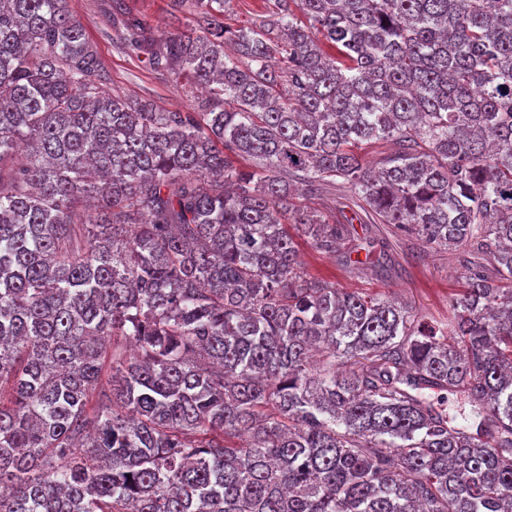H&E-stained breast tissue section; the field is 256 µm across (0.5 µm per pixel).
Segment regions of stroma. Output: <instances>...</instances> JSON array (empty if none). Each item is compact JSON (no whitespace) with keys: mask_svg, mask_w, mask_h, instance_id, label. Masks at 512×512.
<instances>
[{"mask_svg":"<svg viewBox=\"0 0 512 512\" xmlns=\"http://www.w3.org/2000/svg\"><path fill=\"white\" fill-rule=\"evenodd\" d=\"M138 19L146 37L162 42L165 36L195 13L193 0H184L173 12L170 0H69V9L96 47L104 75V90L132 100H146L164 112H194L206 99L200 87L175 80L151 69L129 43L130 35L112 24L114 6ZM350 188L343 181L322 186L318 192L298 191L296 203L316 210L332 222L353 214ZM339 251L361 263L354 270L339 264L309 241L299 244L302 272L354 293H383L412 307L427 321L448 323L450 302L462 286L467 246L435 250L390 224H354Z\"/></svg>","mask_w":512,"mask_h":512,"instance_id":"35a3bbf8","label":"stroma"}]
</instances>
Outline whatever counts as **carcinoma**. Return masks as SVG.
Listing matches in <instances>:
<instances>
[{"mask_svg":"<svg viewBox=\"0 0 512 512\" xmlns=\"http://www.w3.org/2000/svg\"><path fill=\"white\" fill-rule=\"evenodd\" d=\"M227 2L136 42L208 90L163 112L0 0V512H512V0ZM336 178L470 248L448 324L298 272L290 223L351 261L292 203ZM272 3L269 0H230L224 12V25L232 29L251 23L259 25L267 19Z\"/></svg>","mask_w":512,"mask_h":512,"instance_id":"cac0c4a2","label":"carcinoma"}]
</instances>
